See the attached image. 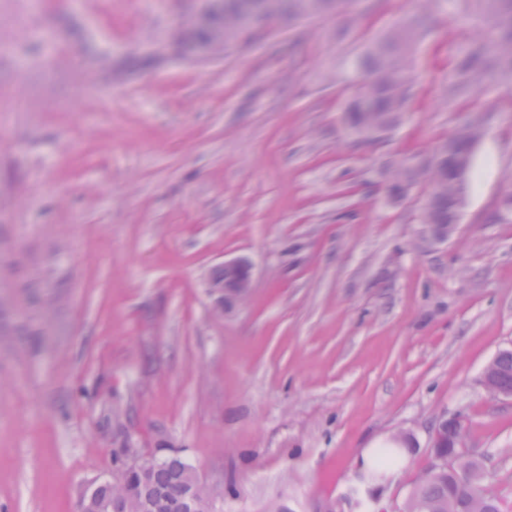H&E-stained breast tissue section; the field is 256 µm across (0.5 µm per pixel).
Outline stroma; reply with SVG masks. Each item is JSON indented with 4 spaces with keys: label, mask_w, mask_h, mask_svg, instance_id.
Returning a JSON list of instances; mask_svg holds the SVG:
<instances>
[{
    "label": "stroma",
    "mask_w": 512,
    "mask_h": 512,
    "mask_svg": "<svg viewBox=\"0 0 512 512\" xmlns=\"http://www.w3.org/2000/svg\"><path fill=\"white\" fill-rule=\"evenodd\" d=\"M211 0H0V512H78L133 446L186 459L214 512H320L397 430L410 467L443 416L512 512V81L446 98L460 0H353L228 46L197 43ZM419 32L412 103L354 134L358 59ZM456 232L422 236L432 185L390 167L469 126ZM253 266L221 316L205 280ZM496 360L492 359L483 369L482 383L486 391L494 398H512V392L503 390L498 381V374L504 389H512V351L505 350L498 353Z\"/></svg>",
    "instance_id": "stroma-1"
}]
</instances>
